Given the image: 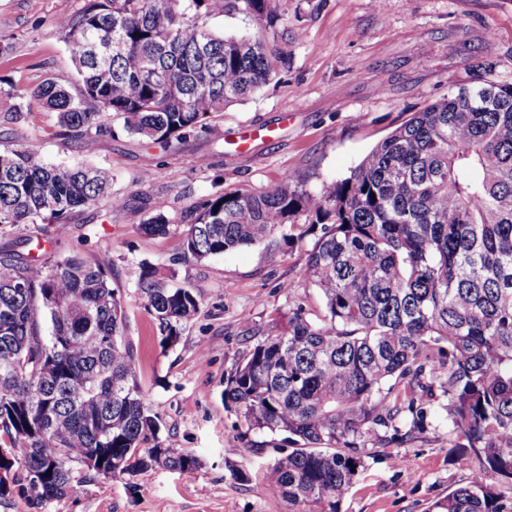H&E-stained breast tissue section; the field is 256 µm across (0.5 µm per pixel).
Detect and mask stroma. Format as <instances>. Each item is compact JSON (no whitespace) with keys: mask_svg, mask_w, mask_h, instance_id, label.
<instances>
[{"mask_svg":"<svg viewBox=\"0 0 512 512\" xmlns=\"http://www.w3.org/2000/svg\"><path fill=\"white\" fill-rule=\"evenodd\" d=\"M84 0H0V86L24 91L51 78L79 89L57 17ZM280 17L265 32L287 57L252 99L224 110L208 128L162 148L123 130L90 148L63 135L41 107L9 124L13 142L49 162H85L108 171L122 207L104 200L75 216L55 255L108 261L121 294L126 334L138 357L140 383L159 413L161 440L191 452L196 470L158 468L136 478H97L75 485L47 512H298L271 495L270 469L290 446L281 435L248 430L224 403V382L248 349L270 333L278 314L301 303L319 313L322 300L303 275V247H243L197 263L185 260L182 212L211 196L261 193L292 173L299 188L326 190L413 113L477 79L512 82V0H273ZM261 133L249 153L232 142ZM207 167H200V159ZM164 209L163 237L139 224ZM158 267L167 286L192 289L200 311L177 344H160L136 291L141 264ZM403 443L369 442L365 466L339 512H425L477 467L450 450L456 443L443 411ZM243 472L234 479L232 469Z\"/></svg>","mask_w":512,"mask_h":512,"instance_id":"obj_1","label":"stroma"}]
</instances>
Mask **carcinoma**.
Segmentation results:
<instances>
[{
  "mask_svg": "<svg viewBox=\"0 0 512 512\" xmlns=\"http://www.w3.org/2000/svg\"><path fill=\"white\" fill-rule=\"evenodd\" d=\"M234 9L272 27L271 0H85L56 19L80 87L47 78L3 115L33 105L57 113L89 145L124 131L169 146L255 95L285 58L260 37L226 36L204 19ZM103 198L112 178L84 162L44 161L0 140V236L20 224L67 235L72 217ZM310 218L306 228L296 223ZM183 257L196 262L281 231L314 237L304 276L323 296L313 317L299 304L286 326L257 341L224 382V403L249 431L288 435L294 448L271 467L270 491L294 505L338 512L363 467L365 442L392 429L402 442L423 428L439 385L456 450L474 455L468 480L428 512H512V83H480L426 106L321 194L286 173L259 194L218 193L181 216ZM166 236L158 212L140 225ZM137 293L160 343L173 346L198 314L197 296L170 288L144 264ZM412 426L395 422L403 413ZM160 417L140 386L122 298L105 262L78 254L21 261L0 250V481L42 512L74 485L134 478L162 467L195 469L189 452L158 436Z\"/></svg>",
  "mask_w": 512,
  "mask_h": 512,
  "instance_id": "cac0c4a2",
  "label": "carcinoma"
}]
</instances>
